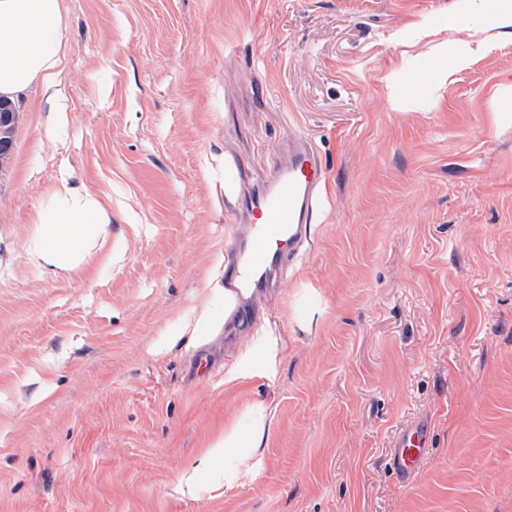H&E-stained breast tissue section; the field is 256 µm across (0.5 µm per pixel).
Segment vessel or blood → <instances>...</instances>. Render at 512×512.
Returning a JSON list of instances; mask_svg holds the SVG:
<instances>
[{"label": "vessel or blood", "mask_w": 512, "mask_h": 512, "mask_svg": "<svg viewBox=\"0 0 512 512\" xmlns=\"http://www.w3.org/2000/svg\"><path fill=\"white\" fill-rule=\"evenodd\" d=\"M327 171L313 142L303 135L288 140V158L259 185L245 189L237 164L224 165V195L233 198L248 219L229 223V247L220 277L224 288V323H238L244 303L259 297L274 274L303 247L307 227L322 201ZM430 455L427 424L406 428L390 450L389 467L409 479Z\"/></svg>", "instance_id": "1"}]
</instances>
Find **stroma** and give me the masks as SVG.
Instances as JSON below:
<instances>
[{"mask_svg":"<svg viewBox=\"0 0 512 512\" xmlns=\"http://www.w3.org/2000/svg\"><path fill=\"white\" fill-rule=\"evenodd\" d=\"M501 5L63 0L65 122L18 98L0 167V512H512ZM295 131L329 187L259 304L275 364L228 384L246 332L195 326L224 310V160L255 184ZM64 174L107 197L112 256L54 270L29 244ZM257 402L265 469L176 493ZM419 421L432 455L402 483L387 458Z\"/></svg>","mask_w":512,"mask_h":512,"instance_id":"1","label":"stroma"}]
</instances>
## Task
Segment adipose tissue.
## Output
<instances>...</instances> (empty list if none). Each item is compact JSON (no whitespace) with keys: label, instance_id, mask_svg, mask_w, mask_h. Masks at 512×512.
Wrapping results in <instances>:
<instances>
[{"label":"adipose tissue","instance_id":"obj_1","mask_svg":"<svg viewBox=\"0 0 512 512\" xmlns=\"http://www.w3.org/2000/svg\"><path fill=\"white\" fill-rule=\"evenodd\" d=\"M62 0H0V95L14 98L37 88L54 124L67 110V70L62 40ZM39 234L32 253L45 265L75 268L93 252H111L107 213L101 196L60 178L51 205L34 217ZM267 430L258 415L250 430L230 425L182 473L175 490L196 497L204 492L203 476L216 465L224 467V486L233 488L254 480L265 466L263 441Z\"/></svg>","mask_w":512,"mask_h":512}]
</instances>
